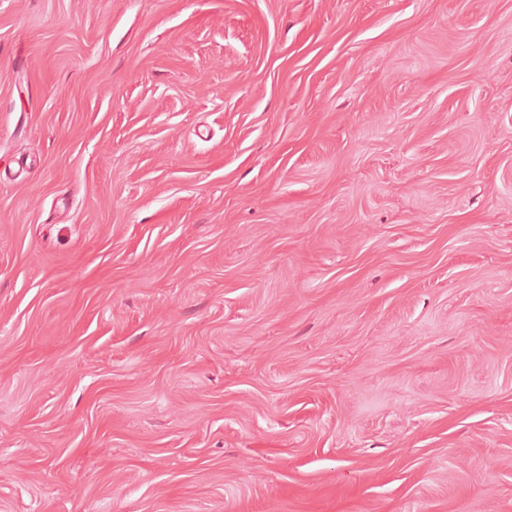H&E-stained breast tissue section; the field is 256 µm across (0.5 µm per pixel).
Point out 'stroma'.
I'll list each match as a JSON object with an SVG mask.
<instances>
[{
	"label": "stroma",
	"mask_w": 512,
	"mask_h": 512,
	"mask_svg": "<svg viewBox=\"0 0 512 512\" xmlns=\"http://www.w3.org/2000/svg\"><path fill=\"white\" fill-rule=\"evenodd\" d=\"M0 512H512V0H0Z\"/></svg>",
	"instance_id": "1"
}]
</instances>
